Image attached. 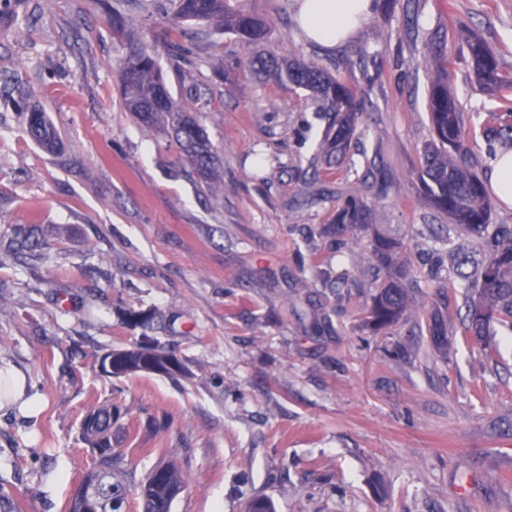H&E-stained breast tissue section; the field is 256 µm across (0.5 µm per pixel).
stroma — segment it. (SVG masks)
Listing matches in <instances>:
<instances>
[{"instance_id": "obj_1", "label": "stroma", "mask_w": 512, "mask_h": 512, "mask_svg": "<svg viewBox=\"0 0 512 512\" xmlns=\"http://www.w3.org/2000/svg\"><path fill=\"white\" fill-rule=\"evenodd\" d=\"M107 0H23V35L0 28V360L44 406L0 412V512H68L92 467L81 422L121 413L112 446L129 484L161 457L184 487L171 512H512V339L457 335L436 350L418 329L465 316L444 252L445 215L416 190L431 138L424 56L442 42L464 113L468 160L493 162L489 130L512 125L479 89L457 36L467 27L512 73V0H394L329 49L303 39L285 0H244L271 26L267 50L316 61L354 87L362 145L353 165L307 160L327 127L308 91L218 79L252 51L224 34L193 64L157 46L172 96L204 126L220 161L204 184L161 132L124 112ZM46 112L61 144L23 131ZM355 195L403 242L411 321L380 332L364 309L383 275L369 235L327 229ZM34 224L46 259L11 246ZM150 338L184 366L116 379L114 348Z\"/></svg>"}]
</instances>
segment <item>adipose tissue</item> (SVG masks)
<instances>
[{
    "mask_svg": "<svg viewBox=\"0 0 512 512\" xmlns=\"http://www.w3.org/2000/svg\"><path fill=\"white\" fill-rule=\"evenodd\" d=\"M375 7L374 0H299L297 22L306 37L333 46L352 37ZM13 406L34 416L42 403L27 395L24 373L7 364L0 366V410Z\"/></svg>",
    "mask_w": 512,
    "mask_h": 512,
    "instance_id": "1",
    "label": "adipose tissue"
}]
</instances>
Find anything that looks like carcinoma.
I'll return each instance as SVG.
<instances>
[{"label":"carcinoma","mask_w":512,"mask_h":512,"mask_svg":"<svg viewBox=\"0 0 512 512\" xmlns=\"http://www.w3.org/2000/svg\"><path fill=\"white\" fill-rule=\"evenodd\" d=\"M230 0H169V10L177 21L201 25L188 35L171 33L166 41L170 56L192 62L199 41L215 34H231L254 48V54L239 77L247 81L285 83L312 93L316 111L329 122L321 149L309 159V167H331L347 159L351 143L358 138L357 108L352 89L323 67L276 57L265 52L269 37L266 22L243 5L232 7ZM112 27L122 38L118 67L122 107L145 129L157 128L171 137L198 177L208 181L217 164L214 148L199 120L175 102L158 66L153 46L129 32L122 12L112 11ZM465 61L476 83L488 93L512 91V75L504 73L497 52L484 40L464 38ZM436 75L430 83L427 107L434 137L423 147L417 190L439 213L448 216L453 228L463 233L460 242L448 240V256L459 285L465 288L467 308L463 335L484 343L501 325L512 332V225L492 224L491 202L485 184L468 165L464 115L449 85V62L441 44L430 50ZM27 132L43 149L52 151L57 141L45 114L27 111ZM374 223V211L361 199L350 195L336 211L332 229L336 237ZM402 243L384 229H374L371 254L385 279L372 297L367 324L376 332L407 319L411 309L406 270L401 259ZM138 356V346L114 349L101 359L104 373L115 377L136 374L125 366ZM115 358L113 370L106 369ZM113 410L100 406L89 412L83 437L92 444L95 466L84 480H97L120 501L128 493L120 457L112 449L108 432ZM138 485L141 512H171L175 492L183 487L182 470L175 458L158 463Z\"/></svg>","instance_id":"obj_1"}]
</instances>
